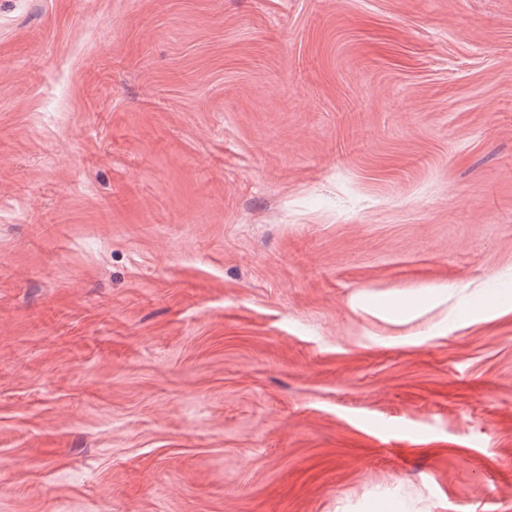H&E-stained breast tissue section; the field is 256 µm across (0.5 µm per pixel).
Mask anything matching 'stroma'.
Returning <instances> with one entry per match:
<instances>
[{
    "instance_id": "35a3bbf8",
    "label": "stroma",
    "mask_w": 512,
    "mask_h": 512,
    "mask_svg": "<svg viewBox=\"0 0 512 512\" xmlns=\"http://www.w3.org/2000/svg\"><path fill=\"white\" fill-rule=\"evenodd\" d=\"M0 512H512V0H0Z\"/></svg>"
}]
</instances>
